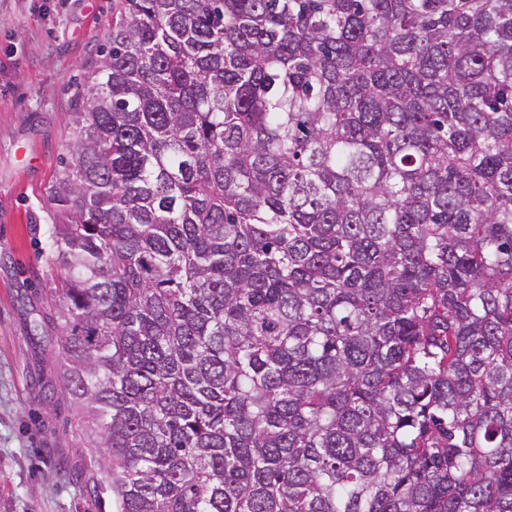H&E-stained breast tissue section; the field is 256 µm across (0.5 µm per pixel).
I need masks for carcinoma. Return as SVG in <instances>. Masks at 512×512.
Listing matches in <instances>:
<instances>
[{"instance_id": "cac0c4a2", "label": "carcinoma", "mask_w": 512, "mask_h": 512, "mask_svg": "<svg viewBox=\"0 0 512 512\" xmlns=\"http://www.w3.org/2000/svg\"><path fill=\"white\" fill-rule=\"evenodd\" d=\"M48 192L112 512H512V0H116Z\"/></svg>"}]
</instances>
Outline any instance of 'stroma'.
<instances>
[{
	"label": "stroma",
	"mask_w": 512,
	"mask_h": 512,
	"mask_svg": "<svg viewBox=\"0 0 512 512\" xmlns=\"http://www.w3.org/2000/svg\"><path fill=\"white\" fill-rule=\"evenodd\" d=\"M111 24L112 0H0V512H105L60 392L42 232L82 66Z\"/></svg>",
	"instance_id": "obj_1"
}]
</instances>
